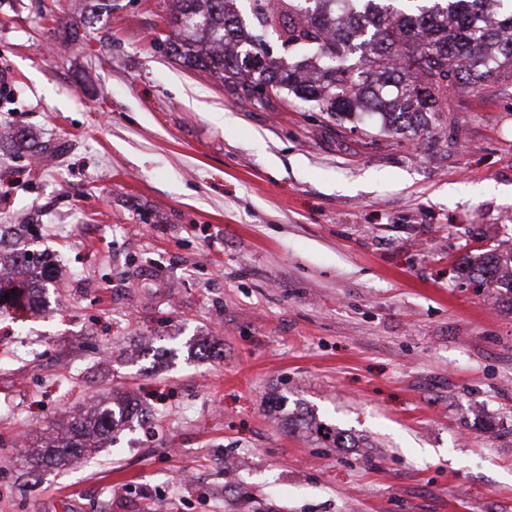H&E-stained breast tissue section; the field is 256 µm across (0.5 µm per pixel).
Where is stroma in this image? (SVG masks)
<instances>
[{
	"mask_svg": "<svg viewBox=\"0 0 512 512\" xmlns=\"http://www.w3.org/2000/svg\"><path fill=\"white\" fill-rule=\"evenodd\" d=\"M102 2L0 0V224L69 274L0 313V512H512V293L453 270L512 240V81L391 137ZM103 395L149 424L22 471Z\"/></svg>",
	"mask_w": 512,
	"mask_h": 512,
	"instance_id": "1",
	"label": "stroma"
}]
</instances>
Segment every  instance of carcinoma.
<instances>
[{
    "instance_id": "cac0c4a2",
    "label": "carcinoma",
    "mask_w": 512,
    "mask_h": 512,
    "mask_svg": "<svg viewBox=\"0 0 512 512\" xmlns=\"http://www.w3.org/2000/svg\"><path fill=\"white\" fill-rule=\"evenodd\" d=\"M171 54L247 101L283 94L313 112L381 118L393 135L433 134L448 88L512 79V0H170ZM477 288L507 284L512 251L457 266ZM55 268L26 247L0 250V310L38 311L34 282ZM10 298H4V295ZM100 399L59 425L45 455L92 456L126 421Z\"/></svg>"
}]
</instances>
